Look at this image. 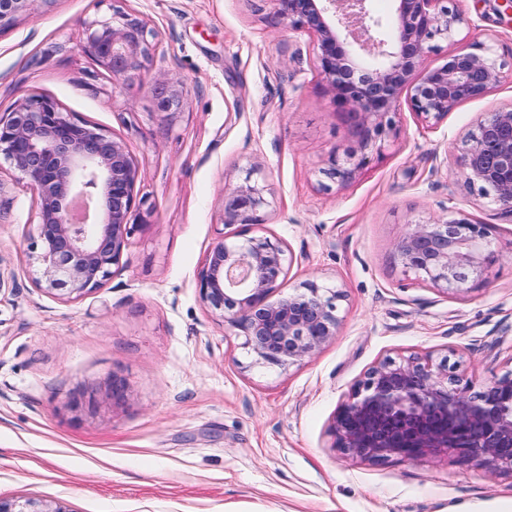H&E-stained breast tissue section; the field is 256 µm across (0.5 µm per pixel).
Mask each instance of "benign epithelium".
<instances>
[{
    "mask_svg": "<svg viewBox=\"0 0 512 512\" xmlns=\"http://www.w3.org/2000/svg\"><path fill=\"white\" fill-rule=\"evenodd\" d=\"M52 0H0V30ZM279 21L315 41L314 73L333 105L353 119L352 144L332 151L321 170L345 186L380 154L395 132L401 97L418 119L436 125L464 101L481 99L501 79L490 57L460 47L423 68L432 43L452 41L469 25L444 0H394L392 14H372L369 0H272ZM87 51L113 80L140 76L149 42L136 18L96 20ZM162 113L184 102V84L149 85ZM0 157L26 181L39 222L34 285L61 300L102 287L119 265L136 225L140 169L126 145L62 111L52 97L25 96L0 114ZM465 181L512 213V107L487 112L462 153ZM262 189L224 190V224H261ZM484 224L466 219L409 222L394 244L401 266L433 288L464 292L485 279L500 254ZM289 258L267 237L217 240L197 277L201 301L244 336L251 365L284 368L318 355L337 336L342 289L306 282L271 300ZM334 447L369 461L415 459L441 449L472 459L488 476L512 470V375L471 393L432 355L389 359L356 383L333 419ZM0 512H68L59 502L0 498Z\"/></svg>",
    "mask_w": 512,
    "mask_h": 512,
    "instance_id": "benign-epithelium-1",
    "label": "benign epithelium"
}]
</instances>
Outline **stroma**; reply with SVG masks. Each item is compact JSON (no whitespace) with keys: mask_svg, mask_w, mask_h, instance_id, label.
Masks as SVG:
<instances>
[{"mask_svg":"<svg viewBox=\"0 0 512 512\" xmlns=\"http://www.w3.org/2000/svg\"><path fill=\"white\" fill-rule=\"evenodd\" d=\"M465 45L503 63L484 98L437 125L401 104L397 134L344 187L320 168L351 141L313 73L317 48L271 0H50L0 31V113L49 96L121 139L143 204L106 284L66 302L35 288L32 194L0 168V496L67 512H512V472L487 477L453 450L380 463L335 448L354 384L389 358L432 354L472 391L512 373V215L466 183L463 141L512 106V14L460 0ZM126 14L151 32L141 77L114 83L87 25ZM183 80L180 112L148 88ZM253 177L260 224L224 222V189ZM489 225L504 258L446 294L405 272L406 223ZM265 236L293 257L282 291L343 288L335 340L287 368L252 366L238 330L199 298L215 241Z\"/></svg>","mask_w":512,"mask_h":512,"instance_id":"obj_1","label":"stroma"}]
</instances>
